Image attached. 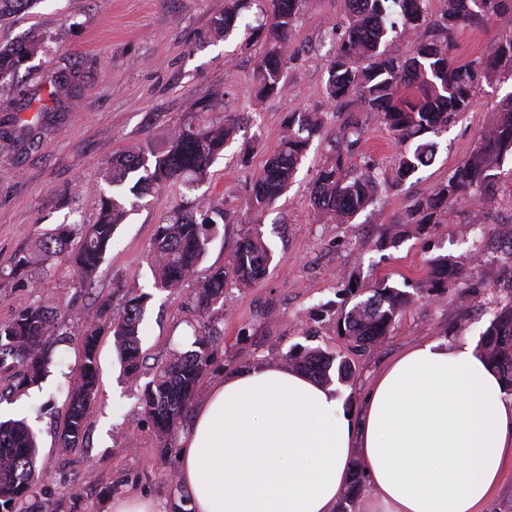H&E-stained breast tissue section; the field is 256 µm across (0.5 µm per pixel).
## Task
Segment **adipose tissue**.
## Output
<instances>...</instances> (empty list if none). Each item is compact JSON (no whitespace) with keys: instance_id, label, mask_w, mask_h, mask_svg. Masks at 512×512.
<instances>
[{"instance_id":"adipose-tissue-1","label":"adipose tissue","mask_w":512,"mask_h":512,"mask_svg":"<svg viewBox=\"0 0 512 512\" xmlns=\"http://www.w3.org/2000/svg\"><path fill=\"white\" fill-rule=\"evenodd\" d=\"M195 512H335L360 459L374 512H480L512 457V400L470 344L419 343L357 411L285 364L212 384L179 438Z\"/></svg>"}]
</instances>
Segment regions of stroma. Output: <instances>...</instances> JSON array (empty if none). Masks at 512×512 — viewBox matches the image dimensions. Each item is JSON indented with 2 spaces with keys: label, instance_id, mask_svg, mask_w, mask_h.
<instances>
[{
  "label": "stroma",
  "instance_id": "35a3bbf8",
  "mask_svg": "<svg viewBox=\"0 0 512 512\" xmlns=\"http://www.w3.org/2000/svg\"><path fill=\"white\" fill-rule=\"evenodd\" d=\"M226 0H41L32 11L0 19V42L34 30L47 38L44 54L18 85L0 87V131L39 115L40 142L23 150L0 146V323L43 300L58 310L63 336L51 337L54 363L39 388L16 396L38 433L39 477L27 503H47L54 512H110L113 498L137 493L154 499L161 512L173 503L189 508L188 489L178 479L179 437L164 438L142 414L140 389L173 353L189 350L200 326L216 340L205 384L243 365L278 363L294 346L342 354L353 382L338 386L345 408L357 406L378 373L421 341L478 343L501 305L512 301V180L503 179L494 202L473 199L443 217L434 235L414 236L406 214L450 178L496 116L498 102L512 92V78L480 81L468 112L437 139L431 166L401 187L385 190L373 214L352 223L318 221L309 197L319 169L333 156L336 140L351 125L364 134L348 162L387 177L399 147L376 114L353 107L338 110L327 100L325 82L333 28L343 26L342 0H306L294 29L283 96L258 100L254 69L258 47H245L242 32L212 34L211 21ZM512 19L456 36L454 57L471 62L502 36ZM66 75L72 96L49 103L48 82ZM216 98L218 108L191 111L192 101ZM47 112H40L41 103ZM323 120L285 193L260 220L246 212L249 183L283 134L289 111ZM232 120L239 131L210 168L197 191L166 184L140 201L121 224L91 286L68 283L51 261L25 275L12 272L16 257L38 237L64 222L94 220L98 188L114 156L135 146L159 149L184 124ZM223 208L207 255L194 279L176 292L153 286L150 271L155 227L180 206ZM260 234L272 250L265 278L252 286L228 283L224 299L208 314L193 300L198 279L228 263L245 232ZM398 232L395 248L378 249L382 236ZM448 257L471 267L475 287L427 293L423 280L431 259ZM349 278L366 289L385 279L411 295L392 332L379 344L350 347L337 323L351 306L339 295ZM136 288L148 299L142 324V355L136 379L119 362L111 333L99 337V391L78 447L61 450L58 437L80 355L86 319L98 301L123 308V292Z\"/></svg>",
  "mask_w": 512,
  "mask_h": 512
}]
</instances>
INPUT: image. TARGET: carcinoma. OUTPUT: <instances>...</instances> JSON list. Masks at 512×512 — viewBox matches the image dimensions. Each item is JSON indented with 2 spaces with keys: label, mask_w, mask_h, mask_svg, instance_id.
Returning a JSON list of instances; mask_svg holds the SVG:
<instances>
[{
  "label": "carcinoma",
  "mask_w": 512,
  "mask_h": 512,
  "mask_svg": "<svg viewBox=\"0 0 512 512\" xmlns=\"http://www.w3.org/2000/svg\"><path fill=\"white\" fill-rule=\"evenodd\" d=\"M40 0H0V17L25 13ZM269 18L259 26L245 24V39H261L262 56L255 68L256 94L260 98L284 94L283 70L287 64L293 29L304 0H257ZM245 0H228L224 12L212 20L217 34L229 37L237 29ZM344 33L335 41L327 69L326 95L336 108L355 105L374 112L396 143L403 145L425 135L446 131L448 120L468 111L474 89L481 79L512 76V35L496 42L477 65L459 64L452 51L457 32L465 27L485 26L512 15V0H444L440 20L427 22L431 0H344ZM396 37L411 42V53L398 56L389 50ZM46 39L28 33L0 44V85L16 83L21 73L32 70ZM321 120L306 112H290L284 134L250 184L247 208L260 214L286 190L309 142L319 132ZM237 133L234 122L222 125H182L171 133L163 151L148 146L128 150L112 159L104 175L107 188L98 191L96 219L91 224H60L42 235L34 249L20 255L14 273L59 259L84 283L95 277L112 248L117 226L127 216L126 202L140 200L150 189L179 182L192 191L210 177V166ZM38 126L28 124L15 133L5 131L0 139L31 147L38 142ZM359 127H351L348 139L334 146L336 157L318 169L311 206L319 218L346 224L379 200L382 183L370 170H356L347 155L361 139ZM437 142L415 143L400 153L389 187H399L434 154ZM512 162V92L499 102L492 126L477 140L454 174L439 183L425 199L408 210L406 223L417 236H429L442 223L448 209L477 192L492 200ZM224 221V212L198 208L180 209L156 225L151 250L154 287L175 291L192 278L210 243L211 227ZM272 260L270 249L258 236L244 234L228 266L214 267L195 289V305L205 314L224 296L232 280L247 287L264 278ZM452 266L447 257L431 261L425 287L435 295L470 277ZM146 296L135 289L125 292L121 314L109 318L111 304L105 299L87 319L80 341L82 357L77 377L67 393V412L58 445L75 448L83 440L88 410L99 387L98 339L109 322L116 351L130 370L141 355L140 325ZM410 300V293L382 280L370 296L355 303L338 323L339 335L355 348L382 342ZM58 314L49 305L30 306L10 321L0 324V369L6 367L16 379L15 388L27 391L40 385L50 366L51 352L45 337L60 334ZM213 332H194L192 349L176 352L158 367L142 388V412L164 436L181 426L188 408L200 393L210 366ZM478 352L502 377L504 391L512 394V300L501 306L480 336ZM283 360L326 384L340 385L352 377L350 363L341 355L319 350L292 348ZM37 435L26 419L0 420V512H18L17 504L28 496L35 482Z\"/></svg>",
  "instance_id": "cac0c4a2"
}]
</instances>
